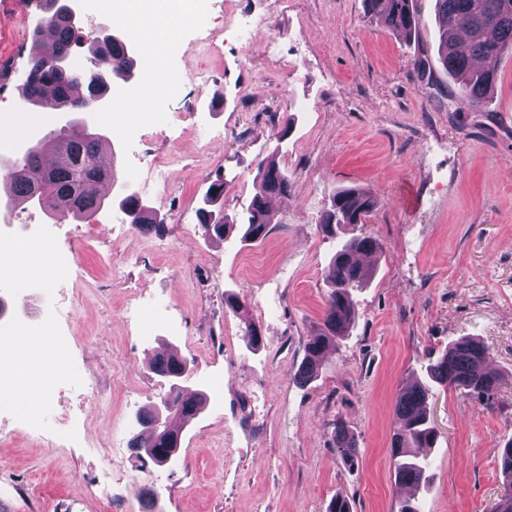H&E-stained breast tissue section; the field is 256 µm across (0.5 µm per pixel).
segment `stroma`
<instances>
[{
    "instance_id": "obj_1",
    "label": "stroma",
    "mask_w": 512,
    "mask_h": 512,
    "mask_svg": "<svg viewBox=\"0 0 512 512\" xmlns=\"http://www.w3.org/2000/svg\"><path fill=\"white\" fill-rule=\"evenodd\" d=\"M79 40L125 36L96 0H77ZM254 21L242 36L225 0H205L196 25L167 49L163 82L176 86L164 123L90 120L111 144L109 204L90 218L0 200V238L55 235L75 275L42 285H0L7 320L35 332L47 318L69 348L62 392L37 402L41 430L0 444L5 512H398L409 490L394 474L391 439L403 386L422 378L450 342L479 338L505 382L491 403L433 386L438 438L425 512H491L503 494L499 458L512 438V54L502 58L491 104L438 99L413 61L437 57L435 0H417L412 36L383 27L363 0H238ZM37 0H0V121L27 111L20 86L38 44ZM206 82H197L201 68ZM288 174L272 197L266 236L242 228L205 237L197 210L216 175L224 213L240 214L269 153ZM170 157L165 175L155 157ZM369 190L377 205L362 231L379 251L353 298L356 318L316 379L294 374L321 328L324 271L339 236L320 218L341 189ZM135 190L162 233L131 224L118 207ZM139 293V310L128 307ZM245 304L244 314L225 305ZM259 325L260 345L244 335ZM176 351L190 362L185 389L207 395L164 466L130 446L139 410L169 391L151 366ZM69 418L76 430L60 426ZM343 421L358 450L347 470L333 441Z\"/></svg>"
}]
</instances>
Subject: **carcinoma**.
Segmentation results:
<instances>
[{
    "label": "carcinoma",
    "instance_id": "carcinoma-1",
    "mask_svg": "<svg viewBox=\"0 0 512 512\" xmlns=\"http://www.w3.org/2000/svg\"><path fill=\"white\" fill-rule=\"evenodd\" d=\"M39 2L42 22L32 36L39 40L52 35L54 49L29 60L22 83L23 99L39 107L49 98L54 107L68 111L96 107L106 91V79L132 77L137 55L119 37L107 34L84 55L88 68L68 69L55 64L72 56L80 17L73 15L71 0ZM364 2L367 10L389 29L409 35L417 27L415 0ZM435 3L443 31L438 49L440 62L448 75L459 81L460 91L470 100L473 110L482 112L492 98L500 59L512 53V0H435ZM105 142L102 136H87L68 129L33 144L21 161L3 164L0 178L5 180L8 202L29 204L36 196L38 204L52 202L77 217L98 213L106 205L107 192L112 186V168L100 162ZM287 186L288 174L280 169L276 154L272 153L260 169L256 192L241 217L245 238H264L272 223L266 199ZM222 195L224 177L219 175L209 185L204 207L199 209L200 226L208 237L224 238L227 222L213 218L208 210ZM375 204V199L364 189H343L336 193L321 224L331 230L355 227L366 222ZM120 207L131 223L146 224L158 233L163 231V224L136 194L126 195ZM375 249V240L369 236L351 237L338 245L324 272L330 286L324 329L307 347V355L295 373L298 382L306 383L317 376L324 353L337 348V340L347 333L355 317L352 291L362 287L370 276L358 263L357 255ZM489 357V350L477 340L464 338L453 342L429 361L425 367L427 381L408 385L398 394L395 411L404 423L392 439L391 457L399 482L415 487L430 482L425 449L433 447L437 438V430L427 416L430 384L449 386L480 400H489L500 385L499 378L485 369ZM153 370L168 380L170 393L162 406H151L137 415L144 434L133 438L132 448L138 455L162 466L177 448L176 431L170 430V424H190L197 417L205 394L181 389L187 361L177 356L156 361ZM334 441L344 466L354 469L357 450L340 421L335 423ZM500 473L506 493L493 512H512V439L501 450Z\"/></svg>",
    "mask_w": 512,
    "mask_h": 512
}]
</instances>
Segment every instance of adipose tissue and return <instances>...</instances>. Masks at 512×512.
Wrapping results in <instances>:
<instances>
[{
  "mask_svg": "<svg viewBox=\"0 0 512 512\" xmlns=\"http://www.w3.org/2000/svg\"><path fill=\"white\" fill-rule=\"evenodd\" d=\"M184 14L181 0H125L119 18L123 21L132 16L140 18L136 34L144 58L153 62L165 54L169 36L181 24ZM19 343L26 355L12 366L13 391L27 405L41 389L38 360L63 368L66 348L47 327L35 334H23Z\"/></svg>",
  "mask_w": 512,
  "mask_h": 512,
  "instance_id": "adipose-tissue-1",
  "label": "adipose tissue"
}]
</instances>
